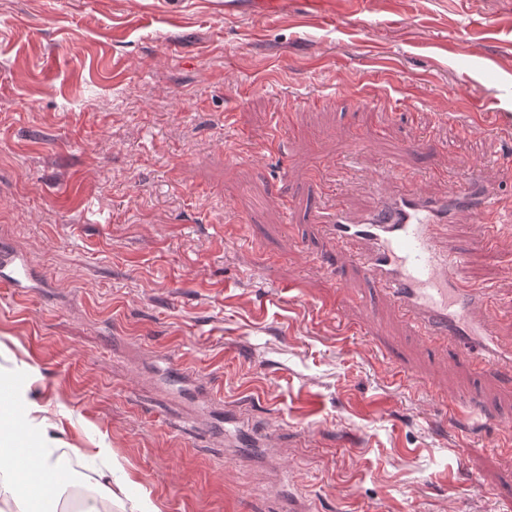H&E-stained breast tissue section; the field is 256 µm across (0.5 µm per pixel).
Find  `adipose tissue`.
<instances>
[{"mask_svg": "<svg viewBox=\"0 0 512 512\" xmlns=\"http://www.w3.org/2000/svg\"><path fill=\"white\" fill-rule=\"evenodd\" d=\"M57 429L46 408L34 401L0 417V512H34V498L56 502L65 494L69 483L63 478L56 456L60 445ZM70 453L76 457L91 454L103 462L98 470L96 494L85 500L81 512H100L99 501L127 495L131 481L117 473L110 448L103 445L90 452L74 447ZM20 454L35 460V471L15 466L14 459Z\"/></svg>", "mask_w": 512, "mask_h": 512, "instance_id": "1", "label": "adipose tissue"}]
</instances>
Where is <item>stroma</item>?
Masks as SVG:
<instances>
[{
	"label": "stroma",
	"mask_w": 512,
	"mask_h": 512,
	"mask_svg": "<svg viewBox=\"0 0 512 512\" xmlns=\"http://www.w3.org/2000/svg\"><path fill=\"white\" fill-rule=\"evenodd\" d=\"M253 2L0 0V243L32 264L0 288V400L29 372L63 441L111 448L161 512H512V376L366 306L311 221L386 168L512 202V0ZM475 104L496 128L448 122ZM457 233L512 297V232Z\"/></svg>",
	"instance_id": "1"
}]
</instances>
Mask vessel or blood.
<instances>
[{"instance_id":"obj_1","label":"vessel or blood","mask_w":512,"mask_h":512,"mask_svg":"<svg viewBox=\"0 0 512 512\" xmlns=\"http://www.w3.org/2000/svg\"><path fill=\"white\" fill-rule=\"evenodd\" d=\"M472 213L487 225L485 248L512 222V209L481 179L457 182L448 196L434 197L384 175L369 208L336 206L327 229L337 258L359 271L371 293L408 313L421 335L454 343L478 371L512 370V351L499 347L492 326L493 314L512 313V303H494L490 290L470 279L468 249L453 234ZM27 273L25 258L1 245L0 288L18 287Z\"/></svg>"}]
</instances>
